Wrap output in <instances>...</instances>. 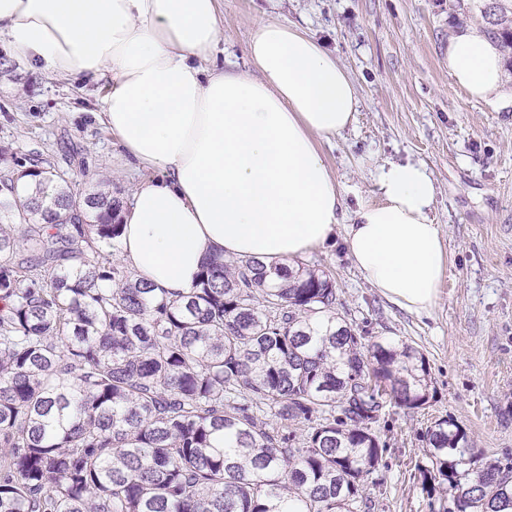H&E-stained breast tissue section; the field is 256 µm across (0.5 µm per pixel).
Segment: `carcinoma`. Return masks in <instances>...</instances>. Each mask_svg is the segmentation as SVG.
<instances>
[{
    "label": "carcinoma",
    "mask_w": 512,
    "mask_h": 512,
    "mask_svg": "<svg viewBox=\"0 0 512 512\" xmlns=\"http://www.w3.org/2000/svg\"><path fill=\"white\" fill-rule=\"evenodd\" d=\"M512 64V10L481 7ZM0 512H357L386 406L430 400L408 343L365 346L330 273L203 266L157 297L105 257L123 199L30 156L0 178ZM423 486L444 512H512V460L440 418Z\"/></svg>",
    "instance_id": "1"
}]
</instances>
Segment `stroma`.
<instances>
[{"label": "stroma", "instance_id": "1", "mask_svg": "<svg viewBox=\"0 0 512 512\" xmlns=\"http://www.w3.org/2000/svg\"><path fill=\"white\" fill-rule=\"evenodd\" d=\"M218 65L244 68L253 28L275 19L304 29L345 65L358 89L354 125L321 144L345 189L344 211L380 202L386 161L421 162L432 176L449 270L430 314L387 302L350 261L342 236L303 256L333 274L342 313L374 340L412 343L430 365L424 408L389 407L377 433L388 450L373 480L382 496L360 512H439L422 486L423 434L453 418L474 448L512 458V71L501 99L472 100L448 74V38L462 22L448 0H223ZM12 55L19 81H0V145L40 155L75 191L143 174L99 121L105 86L53 77Z\"/></svg>", "mask_w": 512, "mask_h": 512}]
</instances>
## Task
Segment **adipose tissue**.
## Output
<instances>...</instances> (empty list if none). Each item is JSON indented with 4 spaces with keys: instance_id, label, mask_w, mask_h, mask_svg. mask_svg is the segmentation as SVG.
<instances>
[{
    "instance_id": "adipose-tissue-1",
    "label": "adipose tissue",
    "mask_w": 512,
    "mask_h": 512,
    "mask_svg": "<svg viewBox=\"0 0 512 512\" xmlns=\"http://www.w3.org/2000/svg\"><path fill=\"white\" fill-rule=\"evenodd\" d=\"M220 0H0V36L31 67L108 86L102 116L150 176L121 212L119 256L157 294L194 285L211 258L285 262L343 229L354 266L389 303L428 313L449 267L419 162H387L382 200L344 219L320 151L356 119V84L299 28L256 25L243 71L211 67ZM448 73L472 99L502 88L479 29L448 40Z\"/></svg>"
}]
</instances>
